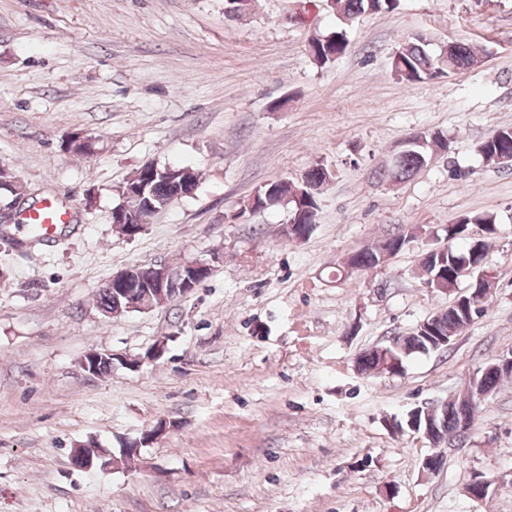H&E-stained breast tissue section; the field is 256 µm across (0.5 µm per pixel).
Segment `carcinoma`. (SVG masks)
Listing matches in <instances>:
<instances>
[{"instance_id": "1", "label": "carcinoma", "mask_w": 512, "mask_h": 512, "mask_svg": "<svg viewBox=\"0 0 512 512\" xmlns=\"http://www.w3.org/2000/svg\"><path fill=\"white\" fill-rule=\"evenodd\" d=\"M336 30L310 39L308 51L313 60L321 65L333 62L345 54L349 46L347 27L357 17L365 14L391 13L398 9L401 0H335ZM442 49L433 47L431 37L424 34H415L404 38L398 43V58L392 60V69L397 78L403 82L414 84L434 77L442 72L460 70L474 65L477 54L473 45L463 41L454 42L447 62L440 60ZM480 154L490 157L494 154H512V127H502L496 134L481 143ZM431 149L412 146L401 161L391 169L379 172L380 179L404 181L412 177L417 171L429 163ZM143 168L150 169L151 178H130L120 188L121 196H126L128 189L135 187L136 183L147 182L145 198L139 205L130 206L124 210L122 220L127 224H145L144 218L153 217L156 213L178 201L177 183L189 179L199 184L198 172L185 167H159L153 163H146ZM289 187L281 181H272L259 187L255 193L256 205L268 207L280 202L288 205V221L300 228V236L306 237L316 223L318 210L317 195H305L302 198L285 200ZM497 232L496 217L484 212H470L462 215L454 224L448 225V235L454 240L463 241V245L453 248L441 258H433L434 271L449 273L454 269L458 260H468L475 265L485 259L488 241ZM353 261L363 271L378 267L377 254L362 249L352 254ZM97 302L105 316L122 314L125 312L124 302H118L112 293L101 288L98 290ZM488 303L478 299L471 303L472 316L462 314L455 304L441 311V316L434 322L436 332L441 336H458L476 317L485 315ZM435 336L420 332L415 328L406 335L392 337V341L404 346L402 350H395L393 354L400 365L416 353L431 352V343ZM356 366L361 373L371 374L379 368L378 353L367 350L356 357ZM481 403L460 412L456 406L450 405L439 408L437 411V430L445 436H459L463 434L460 429V420L467 421L472 426Z\"/></svg>"}]
</instances>
